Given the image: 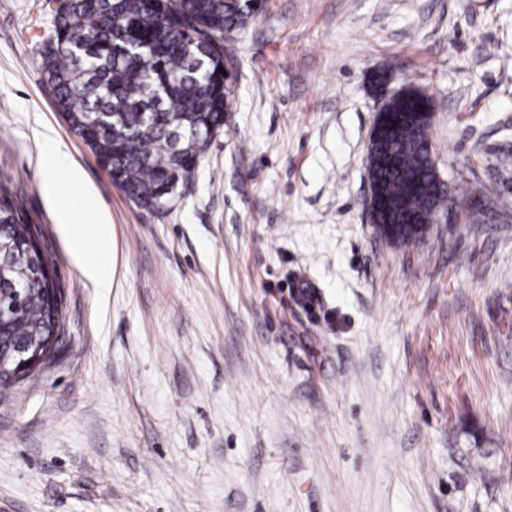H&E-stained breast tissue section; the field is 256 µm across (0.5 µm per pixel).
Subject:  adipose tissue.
I'll use <instances>...</instances> for the list:
<instances>
[{
  "instance_id": "ef3b65f1",
  "label": "adipose tissue",
  "mask_w": 512,
  "mask_h": 512,
  "mask_svg": "<svg viewBox=\"0 0 512 512\" xmlns=\"http://www.w3.org/2000/svg\"><path fill=\"white\" fill-rule=\"evenodd\" d=\"M67 169L73 182H81L82 173L73 168L67 154L61 148H53L45 168L43 192L49 201L55 202V218L67 237L70 252L78 262L86 283L97 293L104 294L112 287L114 267V236L111 224L101 217L98 201L93 193L81 198V207L96 218L91 230H83L76 224L72 208L59 204L55 174Z\"/></svg>"
}]
</instances>
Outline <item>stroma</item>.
<instances>
[{"label":"stroma","instance_id":"obj_1","mask_svg":"<svg viewBox=\"0 0 512 512\" xmlns=\"http://www.w3.org/2000/svg\"><path fill=\"white\" fill-rule=\"evenodd\" d=\"M46 0H0V184L42 227L53 356L0 389V512H512V0H265L233 112L160 211L57 112ZM385 74L384 87L376 77ZM430 96L470 217L369 223L380 96ZM61 145L115 239L88 288L43 196Z\"/></svg>","mask_w":512,"mask_h":512}]
</instances>
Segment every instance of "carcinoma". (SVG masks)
Segmentation results:
<instances>
[{
    "instance_id": "1",
    "label": "carcinoma",
    "mask_w": 512,
    "mask_h": 512,
    "mask_svg": "<svg viewBox=\"0 0 512 512\" xmlns=\"http://www.w3.org/2000/svg\"><path fill=\"white\" fill-rule=\"evenodd\" d=\"M41 64L58 111L136 205L163 210L191 180L209 139L232 111L235 78L224 35L244 28L264 0H59ZM223 72H218V68ZM416 90L396 96L371 142L368 177L377 232L408 245L447 192L430 160ZM42 230L0 187V379L20 380L6 357L53 343L60 304Z\"/></svg>"
}]
</instances>
